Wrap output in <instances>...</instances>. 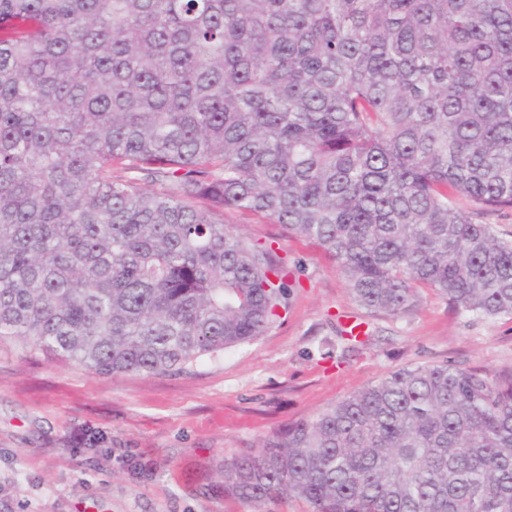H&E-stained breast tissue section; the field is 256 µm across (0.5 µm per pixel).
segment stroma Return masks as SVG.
I'll use <instances>...</instances> for the list:
<instances>
[{"instance_id":"stroma-1","label":"stroma","mask_w":512,"mask_h":512,"mask_svg":"<svg viewBox=\"0 0 512 512\" xmlns=\"http://www.w3.org/2000/svg\"><path fill=\"white\" fill-rule=\"evenodd\" d=\"M224 223L287 260V312L253 341L161 374L102 375L0 342V512H309L287 495H225V459L407 365L512 381V317L476 318L428 290L406 314L372 315L310 241L246 210L226 209ZM355 318L370 336L351 348L337 330Z\"/></svg>"}]
</instances>
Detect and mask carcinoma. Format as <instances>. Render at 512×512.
Here are the masks:
<instances>
[{
	"instance_id": "1",
	"label": "carcinoma",
	"mask_w": 512,
	"mask_h": 512,
	"mask_svg": "<svg viewBox=\"0 0 512 512\" xmlns=\"http://www.w3.org/2000/svg\"><path fill=\"white\" fill-rule=\"evenodd\" d=\"M455 196L512 209V0H0L1 342L155 374L263 335L288 265L226 208L315 241L370 313L512 317V238ZM222 479L512 512V383L402 367Z\"/></svg>"
}]
</instances>
